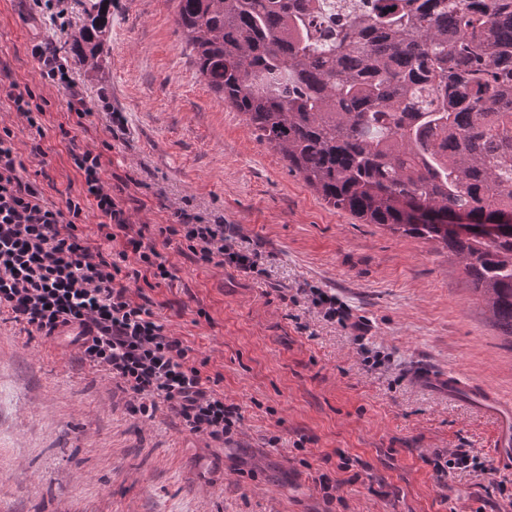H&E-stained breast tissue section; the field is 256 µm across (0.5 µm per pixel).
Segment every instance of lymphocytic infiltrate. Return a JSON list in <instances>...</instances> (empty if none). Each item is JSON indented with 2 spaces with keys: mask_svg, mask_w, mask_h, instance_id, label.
Instances as JSON below:
<instances>
[{
  "mask_svg": "<svg viewBox=\"0 0 512 512\" xmlns=\"http://www.w3.org/2000/svg\"><path fill=\"white\" fill-rule=\"evenodd\" d=\"M32 55L42 78L73 91L68 123L83 127L88 110L75 94V70L43 46H34ZM8 98L34 132L31 155H40L47 100L28 89ZM70 154L81 187L59 205L25 178L13 130L0 128V310L11 311L27 333L48 338L65 326L81 327V360L103 368L130 396L134 413L151 420L166 406L184 428L223 442L237 429L239 407L225 403L204 374L206 360L168 332L150 299L133 300L126 282L140 279L150 289L170 285L175 275L156 248L160 241L177 244L195 262L246 275L260 273V253L229 241L223 225L185 213L176 224L133 227L103 177L100 154L76 146ZM89 208L99 214L102 238L121 242V249L107 252L90 242L81 227Z\"/></svg>",
  "mask_w": 512,
  "mask_h": 512,
  "instance_id": "lymphocytic-infiltrate-1",
  "label": "lymphocytic infiltrate"
}]
</instances>
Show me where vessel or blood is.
I'll return each instance as SVG.
<instances>
[{
	"label": "vessel or blood",
	"instance_id": "1",
	"mask_svg": "<svg viewBox=\"0 0 512 512\" xmlns=\"http://www.w3.org/2000/svg\"><path fill=\"white\" fill-rule=\"evenodd\" d=\"M418 380L422 385L448 397L466 398L480 411L493 415L499 422L495 463L499 468L512 469V405L480 390L469 378L459 373L446 375L423 371L419 373Z\"/></svg>",
	"mask_w": 512,
	"mask_h": 512
}]
</instances>
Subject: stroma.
<instances>
[{
	"label": "stroma",
	"instance_id": "1",
	"mask_svg": "<svg viewBox=\"0 0 512 512\" xmlns=\"http://www.w3.org/2000/svg\"><path fill=\"white\" fill-rule=\"evenodd\" d=\"M84 3L63 0L61 25L32 20L27 0H0V127L56 203L81 184L71 147L98 149L134 225L176 223L182 208L262 252L266 273L252 276L161 248L177 278L149 293L242 420L219 444L167 410L131 413L78 350L0 312V512H512L494 420L412 378L420 367L463 373L512 404V338L459 260L361 223L289 170L201 77L175 0H113L98 69H76L91 115L64 138L70 95L41 79L31 48L42 37L70 55ZM15 85L49 102L37 157L5 101ZM313 288L365 323L363 341L309 299L291 303ZM455 448L486 473L438 475L436 452Z\"/></svg>",
	"mask_w": 512,
	"mask_h": 512
}]
</instances>
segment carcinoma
<instances>
[{
  "label": "carcinoma",
  "instance_id": "cac0c4a2",
  "mask_svg": "<svg viewBox=\"0 0 512 512\" xmlns=\"http://www.w3.org/2000/svg\"><path fill=\"white\" fill-rule=\"evenodd\" d=\"M198 72L333 207L436 240L512 337V0H176ZM112 0L71 34L94 63ZM475 230L454 231L448 219Z\"/></svg>",
  "mask_w": 512,
  "mask_h": 512
}]
</instances>
